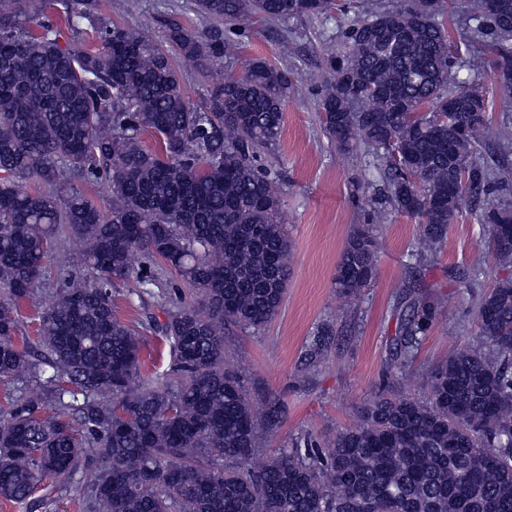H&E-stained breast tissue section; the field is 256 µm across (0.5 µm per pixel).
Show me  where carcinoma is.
Here are the masks:
<instances>
[{"label": "carcinoma", "instance_id": "cac0c4a2", "mask_svg": "<svg viewBox=\"0 0 512 512\" xmlns=\"http://www.w3.org/2000/svg\"><path fill=\"white\" fill-rule=\"evenodd\" d=\"M32 2L0 0V381L27 376L39 356L51 372L42 394L0 411V501L33 512L78 485L98 512H512V278L474 298L479 336L426 377L425 399L380 393L324 443L255 462L278 410L224 364V329H262L288 285L281 198L257 152L279 141L295 85L256 58L197 104L172 53L206 69L230 52L224 33L167 21L165 47L112 23L103 0H69L34 29ZM332 5L195 0L230 25ZM82 20L94 40L60 42ZM470 20L459 30L431 0L366 15L346 32L348 51L328 56L320 110L338 151L363 144L381 160L379 204L419 218L415 260L475 210L507 269L512 204L490 196L512 185V169L483 161L489 89L459 80L452 48L460 39L490 56L499 110L512 112V0H473ZM448 112L449 123L440 118ZM101 177L106 210L74 187ZM62 234L85 272L41 311L36 341H21L17 310ZM377 250L370 225H356L336 264L339 295L372 285ZM137 254L200 295L201 310L177 307L157 324L177 381L143 372L139 332L112 309L119 280L134 278L146 293L160 287L151 266H134ZM411 308L397 338L401 367L437 314L431 304ZM331 336L328 327L313 336L310 356Z\"/></svg>", "mask_w": 512, "mask_h": 512}]
</instances>
